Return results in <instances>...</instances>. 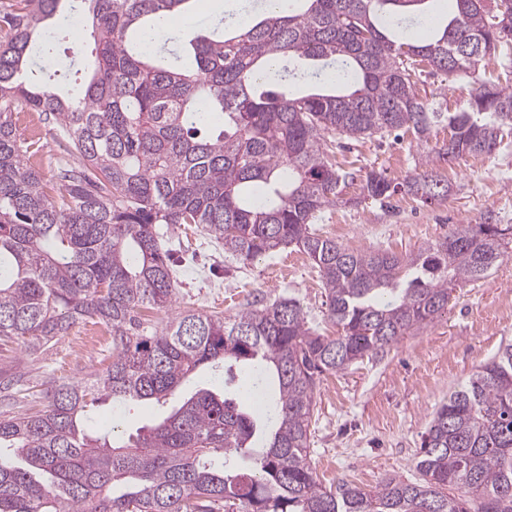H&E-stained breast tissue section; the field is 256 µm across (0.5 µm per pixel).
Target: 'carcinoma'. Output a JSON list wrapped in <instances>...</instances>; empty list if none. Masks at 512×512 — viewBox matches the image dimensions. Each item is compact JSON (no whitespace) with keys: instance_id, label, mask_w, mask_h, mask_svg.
Masks as SVG:
<instances>
[{"instance_id":"carcinoma-1","label":"carcinoma","mask_w":512,"mask_h":512,"mask_svg":"<svg viewBox=\"0 0 512 512\" xmlns=\"http://www.w3.org/2000/svg\"><path fill=\"white\" fill-rule=\"evenodd\" d=\"M70 4L93 48L72 97L29 66L64 68L53 46L71 30L49 19ZM285 0L209 32L161 26L199 0H0V343L38 350L79 322L104 325L108 363L87 382L56 385L47 403L0 419V512H512V343L481 364L435 413L418 482L373 491L317 482L308 455L316 379L411 332L445 310L452 288L487 276L512 225L461 224L399 256L352 252L312 224L350 173L336 140L392 132L448 161L490 154L512 130V88L479 77L499 54L512 66V29L474 0ZM429 23L410 41L404 22ZM426 68L463 74L464 108L440 112L415 90ZM53 120L71 147L45 179L36 141L16 113ZM402 181L366 172V197L399 191L424 201L450 187L426 169ZM162 224H201L243 262L294 245L318 269L337 335L307 325L300 304H254L224 317L184 310L161 331L143 312L172 307L177 286ZM224 368L264 387H201L146 431H89L103 398L167 403L189 377ZM23 375L0 372V391Z\"/></svg>"}]
</instances>
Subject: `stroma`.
Here are the masks:
<instances>
[{"label":"stroma","instance_id":"1","mask_svg":"<svg viewBox=\"0 0 512 512\" xmlns=\"http://www.w3.org/2000/svg\"><path fill=\"white\" fill-rule=\"evenodd\" d=\"M475 89L471 79L441 72L422 74L420 98L430 107L454 112ZM448 137L436 127L429 142L407 133L394 139L373 137L336 153L337 163L355 175L342 188L343 200L328 207L315 224L317 234L354 252L388 250L406 255L444 239L460 224L512 225V134L491 155H467L454 162L436 158L434 145ZM448 182V196L432 202L404 193L389 202L365 198L367 170L403 178L421 159ZM172 240L187 250L175 254L178 299L174 310H154L148 331L162 329L174 311L202 309L232 316L249 303L293 298L311 327L328 336L336 328L327 318L326 294L317 269L296 247L242 264L229 258L201 226L171 229ZM88 324L43 351L13 342L0 345V371L20 372L30 387L46 394L51 383L77 381L101 370L106 343L81 346ZM512 341V250L489 275L454 288L448 310L425 329L400 337L365 355L341 372H327L316 383L310 425V457L325 486L346 480L372 490L389 478L418 479L421 436L435 411L486 359ZM169 412L151 403L105 401L90 426L118 428L129 435Z\"/></svg>","mask_w":512,"mask_h":512}]
</instances>
